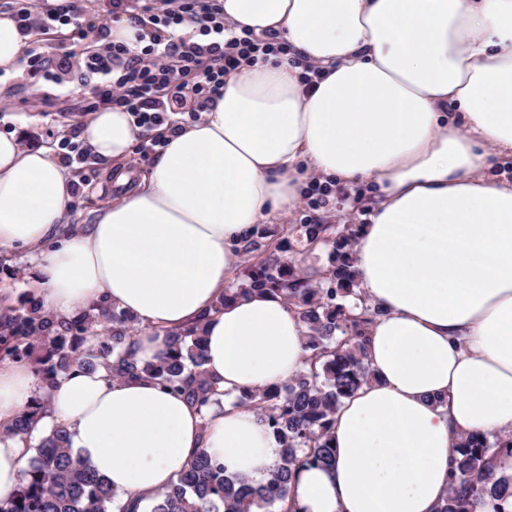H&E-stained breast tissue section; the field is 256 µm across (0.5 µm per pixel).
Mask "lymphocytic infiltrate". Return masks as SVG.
<instances>
[{
  "label": "lymphocytic infiltrate",
  "instance_id": "1",
  "mask_svg": "<svg viewBox=\"0 0 512 512\" xmlns=\"http://www.w3.org/2000/svg\"><path fill=\"white\" fill-rule=\"evenodd\" d=\"M133 6L150 24L148 44L136 55L112 42L104 50L87 52L86 70L107 78L87 111L119 106L131 112L138 125L159 127L168 121L170 89H191L203 108L221 96L225 74L241 60L258 64L270 54H288L287 43L264 35L225 37L224 11L216 0H185L179 9L168 11L160 10L155 0H134ZM11 9L25 30L64 26L83 41L99 29L95 14L89 11H42L34 0H14Z\"/></svg>",
  "mask_w": 512,
  "mask_h": 512
}]
</instances>
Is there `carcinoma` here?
<instances>
[{
    "mask_svg": "<svg viewBox=\"0 0 512 512\" xmlns=\"http://www.w3.org/2000/svg\"><path fill=\"white\" fill-rule=\"evenodd\" d=\"M349 236L336 235V257L323 279L336 287L316 288L278 259L249 266L243 283L228 286L216 304L260 291L280 295L308 327L310 354L306 367L285 385H274L234 398V405L255 410L264 418L282 448L281 462L269 477L254 483L229 476L224 465L206 451L180 473L177 483L149 502L148 512H296L288 500L295 467L317 464L328 468L335 453L331 445L333 416L342 401L370 382L373 371L365 354L366 330L381 313L354 289V252ZM110 324L106 335L97 325ZM129 320L124 312L104 303L67 317L53 314L35 302L0 316V361H29L43 387L52 389L74 371L93 372L102 359L114 379L148 378L163 389L186 398L207 414L217 383L204 369L202 327L194 325L165 332L166 348L152 361L139 362L130 352ZM48 412L45 400L15 421L0 427L3 435H31L33 424ZM460 458L456 480L435 512H476L490 501L495 512L512 497V469L500 464L502 450H512V434L494 439L479 435L455 437ZM0 512H135L119 503L117 493L70 448L63 430H55L34 446L14 498L0 503Z\"/></svg>",
    "mask_w": 512,
    "mask_h": 512,
    "instance_id": "carcinoma-1",
    "label": "carcinoma"
}]
</instances>
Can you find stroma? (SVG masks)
<instances>
[{"instance_id": "35a3bbf8", "label": "stroma", "mask_w": 512, "mask_h": 512, "mask_svg": "<svg viewBox=\"0 0 512 512\" xmlns=\"http://www.w3.org/2000/svg\"><path fill=\"white\" fill-rule=\"evenodd\" d=\"M32 42L40 46L52 78L32 85L23 57L14 68L0 69V131H16L26 148L56 146L66 137L80 139L78 123L86 117L82 99L90 86L99 81L98 75L83 72L85 45L56 30L39 32ZM76 169L79 180L73 186L67 222L82 227L93 223L96 210L111 205L115 189L105 177L102 164L87 160L77 164ZM352 199L350 189L337 183L325 201L303 199L293 215L257 229L256 245L243 253L241 266L260 263L287 238L292 248L286 256L294 260L296 273L312 266L330 267L331 238L344 225L357 228L368 221L367 211L354 206ZM311 224L329 227L328 243L317 250L306 243V229ZM41 278L37 261L0 248V295L9 307L20 309L33 300Z\"/></svg>"}]
</instances>
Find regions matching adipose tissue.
<instances>
[{
    "mask_svg": "<svg viewBox=\"0 0 512 512\" xmlns=\"http://www.w3.org/2000/svg\"><path fill=\"white\" fill-rule=\"evenodd\" d=\"M235 33L278 34L294 57L241 63L196 122L154 129L148 175L125 162L145 130L121 107L85 120L88 155L123 188L93 224H66L77 177L49 146L0 133V245L41 259L47 309L105 301L138 321L142 361L164 331L202 323L223 395L208 414L147 379L74 373L35 438L71 446L123 498L170 487L199 451L265 480L281 460L267 422L232 406L304 367L307 328L277 296L214 305L256 225L292 212L309 176L349 185L370 213L356 238L366 298L382 308L375 378L342 401L336 462L300 467L297 512H435L457 435L512 431V0H218ZM28 367H0V426L31 405ZM32 455L0 437V502Z\"/></svg>",
    "mask_w": 512,
    "mask_h": 512,
    "instance_id": "adipose-tissue-1",
    "label": "adipose tissue"
}]
</instances>
